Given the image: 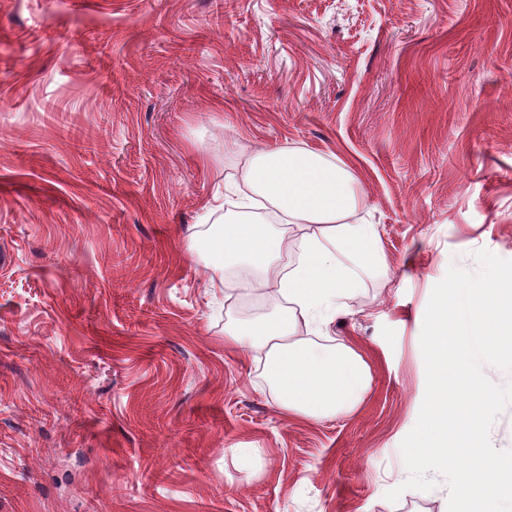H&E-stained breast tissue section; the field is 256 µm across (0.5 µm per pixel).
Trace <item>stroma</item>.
<instances>
[{"label":"stroma","instance_id":"obj_1","mask_svg":"<svg viewBox=\"0 0 512 512\" xmlns=\"http://www.w3.org/2000/svg\"><path fill=\"white\" fill-rule=\"evenodd\" d=\"M281 147L351 166L390 265L319 338L371 367L347 414L279 408L188 248ZM482 249L512 259V0H0V512H448L400 445Z\"/></svg>","mask_w":512,"mask_h":512}]
</instances>
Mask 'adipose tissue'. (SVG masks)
<instances>
[{
	"label": "adipose tissue",
	"mask_w": 512,
	"mask_h": 512,
	"mask_svg": "<svg viewBox=\"0 0 512 512\" xmlns=\"http://www.w3.org/2000/svg\"><path fill=\"white\" fill-rule=\"evenodd\" d=\"M240 174L253 206L267 216H241L213 225L189 247L203 260L212 290L224 273L246 270L250 290H272L285 312L224 328L225 342L266 352V374L281 408L303 419L351 410L371 381L352 346H323L298 337L300 322L326 324L367 274L388 262L376 225L365 223L359 183L344 163L303 148L258 149L244 154ZM292 254L288 265L277 259Z\"/></svg>",
	"instance_id": "ef3b65f1"
}]
</instances>
